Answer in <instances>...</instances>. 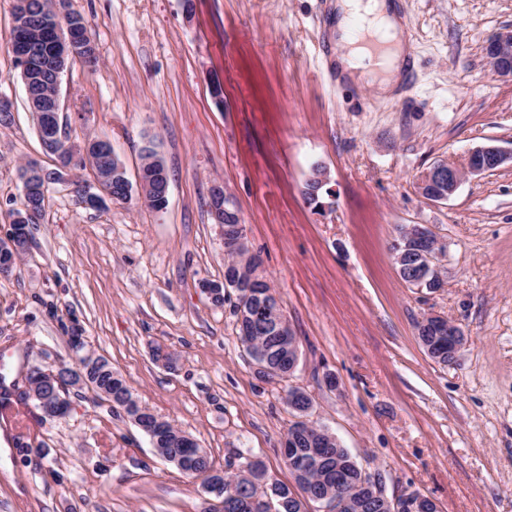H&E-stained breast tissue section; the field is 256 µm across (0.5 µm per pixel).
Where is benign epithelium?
<instances>
[{"label":"benign epithelium","instance_id":"benign-epithelium-1","mask_svg":"<svg viewBox=\"0 0 512 512\" xmlns=\"http://www.w3.org/2000/svg\"><path fill=\"white\" fill-rule=\"evenodd\" d=\"M28 0H16L13 14L15 38L11 42V52L19 61V75L25 87L26 100L35 120V129L43 149H51L54 167L48 169L36 161L30 162L21 170L24 203L14 213L13 231L5 239H0V272L9 271L20 255L27 251L30 238L28 228L34 220V207L39 194L47 192L52 184H69V175L76 167H88L93 174V186L101 194L86 188L81 194L86 205L99 206L103 197L116 199L112 194V171L122 172L111 143L104 138L88 139L80 145L71 144L62 133L60 123V82L61 76L75 58L94 63L96 53L88 35L84 20L75 12L55 8V25L49 37L51 66L53 72V92H38L41 75L34 68L32 57L39 50L36 37L28 23ZM486 56L497 76L512 80V29L505 28L487 40ZM506 162L512 163V152H506L495 145L478 146L471 149L465 166L457 167L445 162L428 170L420 183L421 194L433 202L445 201L457 191L468 175L490 172ZM169 177L167 170L157 166L144 167L137 183L138 196L148 204L165 203L168 194ZM212 213L216 223L222 227L224 250L236 249L244 243L243 225L232 229L224 227V192L214 187ZM408 238L417 240L427 247V259H432L435 244L427 229L419 224L408 228ZM262 317L276 323H284L277 298L267 300L261 308ZM99 359L93 352L85 353L73 366H61L57 370L40 371L33 375V393L40 396L38 407L48 418H57L69 412L70 404L62 392L70 387L81 388L88 385L82 371L83 365ZM424 497L411 494L395 501L386 500L388 512H418Z\"/></svg>","mask_w":512,"mask_h":512}]
</instances>
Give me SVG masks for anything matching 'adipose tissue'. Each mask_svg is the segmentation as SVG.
Here are the masks:
<instances>
[{
	"label": "adipose tissue",
	"mask_w": 512,
	"mask_h": 512,
	"mask_svg": "<svg viewBox=\"0 0 512 512\" xmlns=\"http://www.w3.org/2000/svg\"><path fill=\"white\" fill-rule=\"evenodd\" d=\"M332 10L341 74L352 83L374 86L378 96H390L401 82L409 56L405 27L394 0H334ZM352 17L367 22L372 37L389 41V49L374 58L367 48L354 46L346 35Z\"/></svg>",
	"instance_id": "adipose-tissue-1"
}]
</instances>
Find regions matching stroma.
<instances>
[{
  "mask_svg": "<svg viewBox=\"0 0 512 512\" xmlns=\"http://www.w3.org/2000/svg\"><path fill=\"white\" fill-rule=\"evenodd\" d=\"M332 0H69L98 63L61 78L70 142L108 139L136 180L152 146L168 203L46 197L28 252L0 274V512H209L200 478L161 458L123 412L89 389L48 419L26 376L73 364L68 336L106 357L134 398L195 439L215 470L262 461L293 484L282 443L289 388L389 499L417 493L439 512H512V164L468 177L448 200L419 191L440 162L512 149V81L485 55L512 28V0H399L417 68L389 99L336 77ZM15 0H0V238L22 197L20 169L51 165L10 51ZM221 95H214V86ZM335 194L307 205L315 165ZM222 186L245 243L298 339L284 381L259 377L236 333L224 241L210 208ZM440 238L443 286L407 285L391 248L401 225ZM434 314L465 342L442 364L417 323Z\"/></svg>",
  "mask_w": 512,
  "mask_h": 512,
  "instance_id": "35a3bbf8",
  "label": "stroma"
}]
</instances>
